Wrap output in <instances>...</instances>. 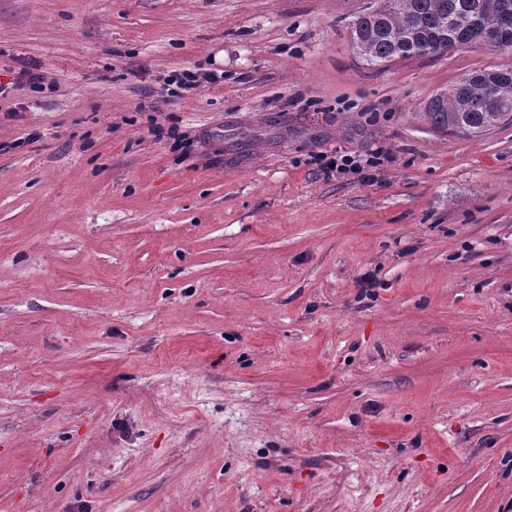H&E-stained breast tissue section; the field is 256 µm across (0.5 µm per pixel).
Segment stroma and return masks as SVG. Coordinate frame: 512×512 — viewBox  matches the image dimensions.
Segmentation results:
<instances>
[{"label":"stroma","instance_id":"obj_1","mask_svg":"<svg viewBox=\"0 0 512 512\" xmlns=\"http://www.w3.org/2000/svg\"><path fill=\"white\" fill-rule=\"evenodd\" d=\"M370 3L0 0V512H512V119L423 118L512 51ZM387 1H398V9H387ZM490 1L380 0L376 7H368L354 18L350 23L351 33L366 42L368 51L363 58L377 66L398 59L437 56V51L447 42L448 47L441 52L448 53L456 48V43L448 39L461 43L460 50L472 44L509 51L488 30L477 31L470 44L467 36L478 25L499 28L503 41L512 51V14L510 21H502ZM356 36L352 42L360 52L363 46ZM217 76L208 70L201 69H183L180 72H173L164 79V85L175 86L181 92L167 88L168 94L175 97H181L185 93H190L202 86L214 84ZM315 162L319 170L326 175L333 172L342 173L348 170L360 172L359 160L348 155H332L321 152L315 156Z\"/></svg>","mask_w":512,"mask_h":512}]
</instances>
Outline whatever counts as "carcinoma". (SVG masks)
Here are the masks:
<instances>
[{"instance_id": "cac0c4a2", "label": "carcinoma", "mask_w": 512, "mask_h": 512, "mask_svg": "<svg viewBox=\"0 0 512 512\" xmlns=\"http://www.w3.org/2000/svg\"><path fill=\"white\" fill-rule=\"evenodd\" d=\"M387 0L358 14L350 23L351 33L366 42L364 59L383 66L398 59L432 57L454 39L470 46L469 32L476 26L497 27L503 41L512 47V20L502 21L490 0H398L390 10ZM474 79L467 74L448 89L446 98H432L424 107L431 125L451 135L481 134L512 113V91L500 95V87L512 85V69L487 68ZM468 109L457 110L459 101Z\"/></svg>"}]
</instances>
